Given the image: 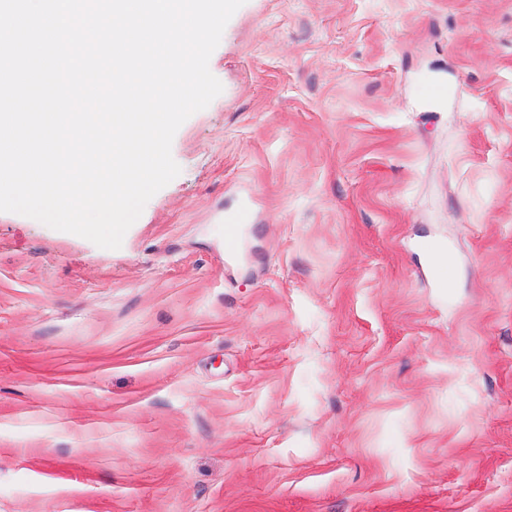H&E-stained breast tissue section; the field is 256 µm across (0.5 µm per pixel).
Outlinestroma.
<instances>
[{"instance_id": "1", "label": "stroma", "mask_w": 512, "mask_h": 512, "mask_svg": "<svg viewBox=\"0 0 512 512\" xmlns=\"http://www.w3.org/2000/svg\"><path fill=\"white\" fill-rule=\"evenodd\" d=\"M209 69L120 249L0 212V512H512V0H246Z\"/></svg>"}]
</instances>
